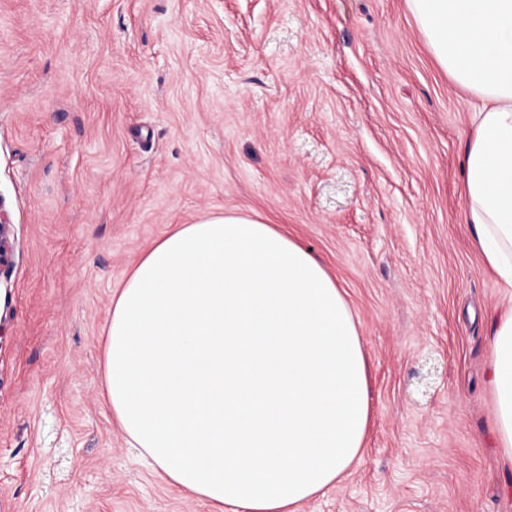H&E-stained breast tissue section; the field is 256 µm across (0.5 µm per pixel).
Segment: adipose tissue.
I'll return each mask as SVG.
<instances>
[{"instance_id":"obj_1","label":"adipose tissue","mask_w":512,"mask_h":512,"mask_svg":"<svg viewBox=\"0 0 512 512\" xmlns=\"http://www.w3.org/2000/svg\"><path fill=\"white\" fill-rule=\"evenodd\" d=\"M478 105L467 222L512 290V0H407ZM101 397L140 462L212 512H299L344 482L370 427L368 365L345 291L260 215L175 224L132 267L103 328ZM492 428L512 465V309L493 323Z\"/></svg>"}]
</instances>
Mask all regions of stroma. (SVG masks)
<instances>
[{
  "label": "stroma",
  "instance_id": "1",
  "mask_svg": "<svg viewBox=\"0 0 512 512\" xmlns=\"http://www.w3.org/2000/svg\"><path fill=\"white\" fill-rule=\"evenodd\" d=\"M468 100L406 0H0V512H210L100 396L115 290L210 212L289 233L360 324L367 448L303 512H512Z\"/></svg>",
  "mask_w": 512,
  "mask_h": 512
}]
</instances>
